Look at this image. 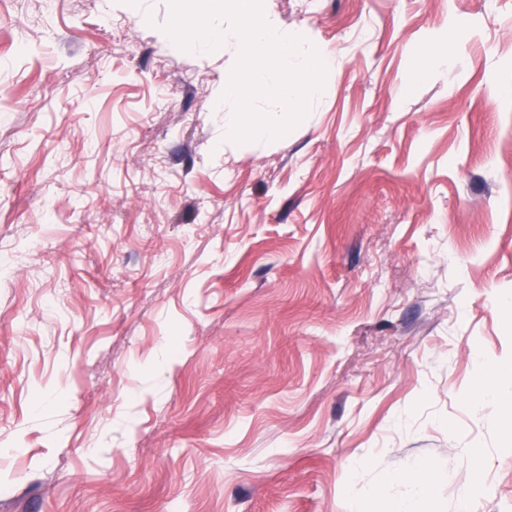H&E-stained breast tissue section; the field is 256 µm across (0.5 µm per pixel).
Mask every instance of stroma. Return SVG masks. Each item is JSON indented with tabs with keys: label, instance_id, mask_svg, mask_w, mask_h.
Returning <instances> with one entry per match:
<instances>
[{
	"label": "stroma",
	"instance_id": "stroma-1",
	"mask_svg": "<svg viewBox=\"0 0 512 512\" xmlns=\"http://www.w3.org/2000/svg\"><path fill=\"white\" fill-rule=\"evenodd\" d=\"M262 3L238 144L169 0H0V512H512V0Z\"/></svg>",
	"mask_w": 512,
	"mask_h": 512
}]
</instances>
